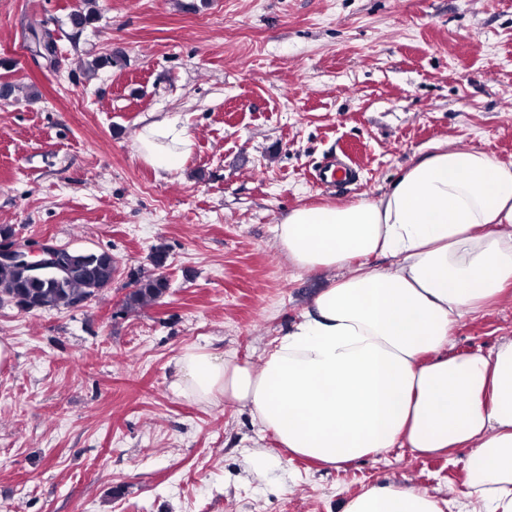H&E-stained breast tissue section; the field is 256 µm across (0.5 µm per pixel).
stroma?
Returning <instances> with one entry per match:
<instances>
[{"label":"stroma","mask_w":512,"mask_h":512,"mask_svg":"<svg viewBox=\"0 0 512 512\" xmlns=\"http://www.w3.org/2000/svg\"><path fill=\"white\" fill-rule=\"evenodd\" d=\"M81 3L0 0V225L117 260L82 306L0 307V512H339L389 483L465 500L468 449L323 468L174 369L189 346L257 358L300 319L328 274L277 247L291 209L377 197L438 139L512 163V0H96L78 29ZM34 26L57 64L30 55ZM165 116L193 139L169 177L135 146ZM337 162L349 181L322 182ZM137 270L168 289L120 315ZM507 338L512 291L456 324L453 351Z\"/></svg>","instance_id":"obj_1"}]
</instances>
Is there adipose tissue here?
I'll return each mask as SVG.
<instances>
[{
	"instance_id": "obj_1",
	"label": "adipose tissue",
	"mask_w": 512,
	"mask_h": 512,
	"mask_svg": "<svg viewBox=\"0 0 512 512\" xmlns=\"http://www.w3.org/2000/svg\"><path fill=\"white\" fill-rule=\"evenodd\" d=\"M192 145L169 118L136 141L160 174L177 172ZM276 237L295 267L342 277L258 360L185 348L178 386L201 404L249 409L289 454L329 468L390 448L469 449L465 512H512V339L487 355L452 352L458 319L512 287V165L440 141L379 197L295 208ZM451 503L393 483L340 512Z\"/></svg>"
}]
</instances>
